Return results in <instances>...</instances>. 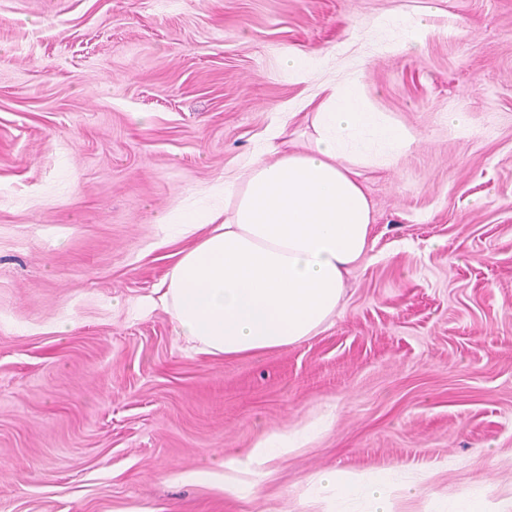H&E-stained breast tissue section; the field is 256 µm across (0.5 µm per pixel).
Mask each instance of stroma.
<instances>
[{"label":"stroma","mask_w":512,"mask_h":512,"mask_svg":"<svg viewBox=\"0 0 512 512\" xmlns=\"http://www.w3.org/2000/svg\"><path fill=\"white\" fill-rule=\"evenodd\" d=\"M392 12L431 33L369 54ZM296 50L418 142L367 176L373 246L330 326L197 355L129 304L173 265L159 218L312 94ZM327 412L259 499L209 481ZM511 449L512 0H0V512H314L323 470L386 466L439 468L427 512L477 479L511 496ZM324 60L310 52L298 50L288 54L284 59V65L291 75L301 81H307L322 67Z\"/></svg>","instance_id":"obj_1"}]
</instances>
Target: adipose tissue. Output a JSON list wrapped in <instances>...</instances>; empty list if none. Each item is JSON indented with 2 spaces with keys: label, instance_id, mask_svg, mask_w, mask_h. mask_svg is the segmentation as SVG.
<instances>
[{
  "label": "adipose tissue",
  "instance_id": "adipose-tissue-1",
  "mask_svg": "<svg viewBox=\"0 0 512 512\" xmlns=\"http://www.w3.org/2000/svg\"><path fill=\"white\" fill-rule=\"evenodd\" d=\"M429 33L420 17L387 13L372 23L377 53H408ZM303 146L288 137L293 104L263 134L256 158L200 192L192 208L164 216L163 244H180L152 305L169 313L178 340L207 356H252L304 341L330 324L347 277L372 248L373 207L362 176L393 167L416 146V131L376 111L359 77L319 82ZM322 416L274 432L249 454L251 469L224 464V488L258 497L270 464L287 460L324 431ZM425 472L420 482L431 481ZM398 467L326 470L310 501L322 512H401L419 496Z\"/></svg>",
  "mask_w": 512,
  "mask_h": 512
}]
</instances>
